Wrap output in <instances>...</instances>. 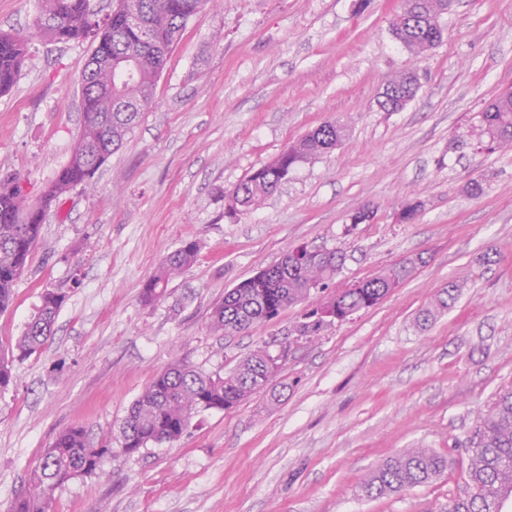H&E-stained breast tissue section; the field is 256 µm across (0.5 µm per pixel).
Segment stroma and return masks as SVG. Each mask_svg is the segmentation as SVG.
<instances>
[{"label": "stroma", "instance_id": "stroma-1", "mask_svg": "<svg viewBox=\"0 0 512 512\" xmlns=\"http://www.w3.org/2000/svg\"><path fill=\"white\" fill-rule=\"evenodd\" d=\"M402 0H221L191 17L153 103L88 188L65 194L0 311L20 336L44 289L68 300L42 349L0 392V512L55 434L118 435L152 377L178 361L226 371L260 347L291 350L271 391L209 411L179 441L105 458L55 493L54 512H440L464 484L478 415L512 386V148L479 149V113L512 89V0H454L442 42L417 54L392 35ZM39 0H0V31L27 35L0 94V177L29 198L69 159L93 39L38 33ZM415 72L401 111L378 106ZM345 140L302 163L261 206L228 217L226 193L325 121ZM479 181V195L468 192ZM420 202L411 224L397 216ZM370 207V221L352 215ZM195 261L147 303L144 283L183 241ZM346 255L336 286L418 257L378 305L296 338L301 305L236 336L210 326L227 290L299 244ZM460 287L427 325L433 294ZM451 453L447 477L366 499L358 486L404 448Z\"/></svg>", "mask_w": 512, "mask_h": 512}]
</instances>
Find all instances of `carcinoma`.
Wrapping results in <instances>:
<instances>
[{"label":"carcinoma","instance_id":"cac0c4a2","mask_svg":"<svg viewBox=\"0 0 512 512\" xmlns=\"http://www.w3.org/2000/svg\"><path fill=\"white\" fill-rule=\"evenodd\" d=\"M149 24L145 40L128 28L119 15L99 24L91 0H40L36 30L57 42L98 39L82 75V123L78 144L67 163L46 185L34 204L20 197L21 179H0V311L13 298V286L24 272L37 245L44 216L70 190L90 183L96 171L122 144L152 102L158 77L157 65L168 53L187 21L199 12L201 0H140ZM410 11L424 23L415 27L407 15L396 18L393 33L407 48L427 52L439 44L444 29L439 18L448 10V0H407ZM26 37L0 32V93L17 81L25 58ZM112 59L117 90L135 112H104L94 86V62ZM134 70L126 82L127 69ZM486 148L512 146V91L486 104L480 115ZM347 127L330 120L290 144L275 159L250 173L227 196V214L238 216L257 208L288 179L301 162L336 147ZM94 147L93 158L80 153L79 144ZM198 243L184 242L160 263L142 290L151 303L164 296L171 278L193 263ZM343 264V252L296 246L276 263L265 281L249 277L224 294V301L211 313V326L224 335H234L277 318L288 307L306 300L316 288H326ZM416 261L390 264L376 276L346 285L321 305L301 315L295 327L300 337L318 336L329 325L343 322L361 310L377 305L412 273ZM457 286L450 284L435 297L426 317L448 310ZM66 295L45 289L41 305L23 334L10 344L11 357L0 355V391L16 384L13 360L37 353L52 333L55 318ZM279 372L266 350L257 349L232 370L207 372L182 362L156 374L132 404L121 431V448L134 454L150 444L172 443L189 432L194 417L208 410H230L273 381L268 373ZM470 462L462 492L448 500L443 512H502L504 499L512 495V387L498 393L490 409L479 415L469 438ZM114 455L112 437L94 443L81 426L62 429L47 448L39 465L11 501L8 512H51L55 492L71 480L96 473L102 460ZM448 455L431 448H406L385 460L367 476L361 490L368 498H381L429 484L448 474Z\"/></svg>","mask_w":512,"mask_h":512}]
</instances>
